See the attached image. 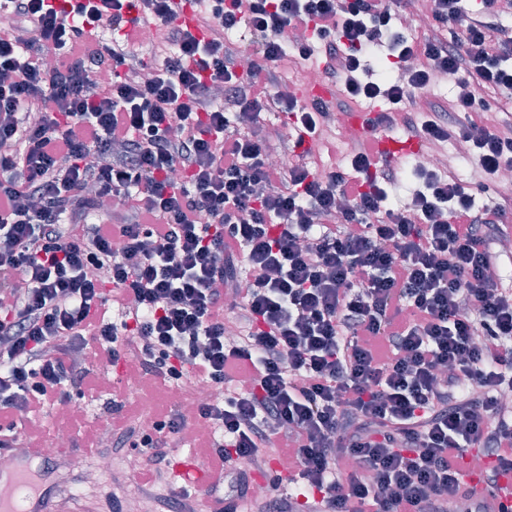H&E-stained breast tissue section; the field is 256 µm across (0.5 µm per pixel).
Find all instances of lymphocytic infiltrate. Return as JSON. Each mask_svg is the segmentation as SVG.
I'll return each mask as SVG.
<instances>
[{
    "mask_svg": "<svg viewBox=\"0 0 512 512\" xmlns=\"http://www.w3.org/2000/svg\"><path fill=\"white\" fill-rule=\"evenodd\" d=\"M190 3L192 27L172 0H0V450L25 444L18 415L100 387L93 336L139 377L209 388L193 414L215 512H479L465 468L489 489L512 473L511 210L433 170L389 205L401 167L359 141L346 167L308 158L365 98L385 102L383 130L454 142L498 180L512 133L485 96L512 92V0ZM420 11L423 36L394 29ZM233 31L258 40L245 73ZM381 43L407 86L363 80ZM292 48L339 97L275 94ZM432 67L469 94L429 99ZM269 113L289 166L271 160ZM183 422L160 411L146 430L113 406L151 512H199L170 476Z\"/></svg>",
    "mask_w": 512,
    "mask_h": 512,
    "instance_id": "1",
    "label": "lymphocytic infiltrate"
}]
</instances>
